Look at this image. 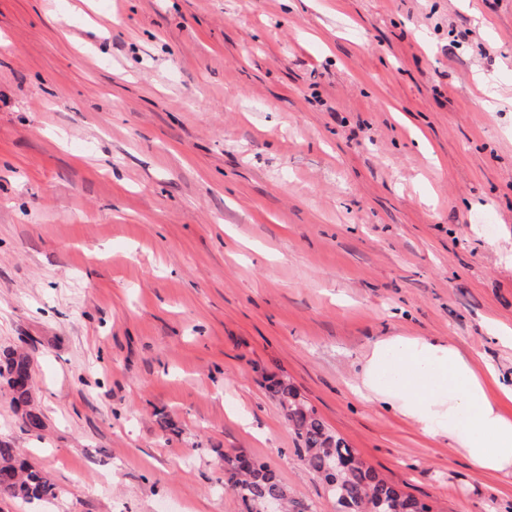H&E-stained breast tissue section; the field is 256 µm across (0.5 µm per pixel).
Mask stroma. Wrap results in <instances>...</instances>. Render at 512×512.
Segmentation results:
<instances>
[{
  "label": "stroma",
  "instance_id": "obj_1",
  "mask_svg": "<svg viewBox=\"0 0 512 512\" xmlns=\"http://www.w3.org/2000/svg\"><path fill=\"white\" fill-rule=\"evenodd\" d=\"M502 327L512 0H0V353L44 420L0 380V440L61 492L0 512H242L231 450L341 512L270 377L432 512H512L350 389L390 336L511 374ZM0 377L6 381L11 394V402L24 424L31 431H39L44 427L41 413L33 407L29 360L20 354L9 352L0 357Z\"/></svg>",
  "mask_w": 512,
  "mask_h": 512
}]
</instances>
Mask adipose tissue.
<instances>
[{"mask_svg": "<svg viewBox=\"0 0 512 512\" xmlns=\"http://www.w3.org/2000/svg\"><path fill=\"white\" fill-rule=\"evenodd\" d=\"M357 394L395 408L427 437L449 438L469 465L512 474V375L477 368L453 342L391 336L366 354Z\"/></svg>", "mask_w": 512, "mask_h": 512, "instance_id": "ef3b65f1", "label": "adipose tissue"}]
</instances>
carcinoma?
Listing matches in <instances>:
<instances>
[{
    "mask_svg": "<svg viewBox=\"0 0 512 512\" xmlns=\"http://www.w3.org/2000/svg\"><path fill=\"white\" fill-rule=\"evenodd\" d=\"M0 377L4 378L11 402L21 412L31 431L44 427L41 413L33 407L29 360L9 352L0 357ZM269 390L282 407L298 442L297 451L308 469L317 474L336 502L346 512H429L415 497L386 481L360 459L355 449L333 433L316 411L302 400L296 389L273 380ZM224 485L241 499L245 512H264L271 500L296 504L268 464L241 451L224 453ZM0 496L23 500H49L56 488L43 473L21 458L17 449L0 441Z\"/></svg>",
    "mask_w": 512,
    "mask_h": 512,
    "instance_id": "obj_1",
    "label": "carcinoma"
}]
</instances>
